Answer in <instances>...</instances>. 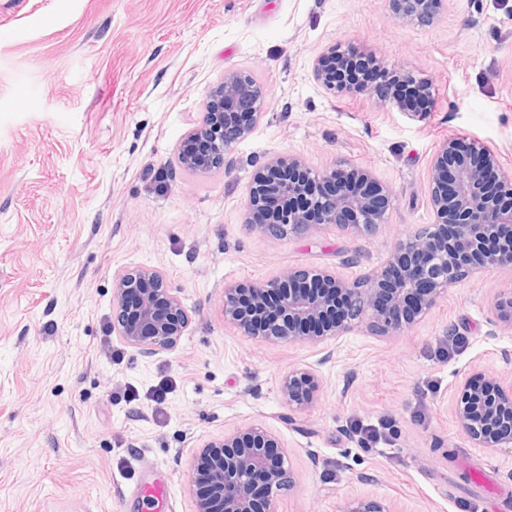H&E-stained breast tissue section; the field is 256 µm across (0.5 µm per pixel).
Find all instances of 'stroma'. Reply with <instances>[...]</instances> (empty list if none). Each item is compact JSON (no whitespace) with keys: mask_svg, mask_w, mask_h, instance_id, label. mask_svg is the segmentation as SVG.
Listing matches in <instances>:
<instances>
[{"mask_svg":"<svg viewBox=\"0 0 512 512\" xmlns=\"http://www.w3.org/2000/svg\"><path fill=\"white\" fill-rule=\"evenodd\" d=\"M332 46L423 79L433 109L325 90L313 64ZM232 70L262 87L265 115L223 169L187 171L177 149ZM450 138L512 167V0H444L426 26L389 0H0V512H194L199 447L250 423L288 452L279 512L511 502L512 450L478 447L453 413L472 370L512 381L495 314L512 269L453 284L387 336L274 344L224 323L225 283L288 267L356 280L434 223L430 166ZM275 154L369 170L392 194L385 224L247 230L252 175ZM133 266L160 269L193 317L174 350L145 354L112 330V277ZM296 366L320 381L303 411L280 393ZM153 474L168 498L150 508L133 491Z\"/></svg>","mask_w":512,"mask_h":512,"instance_id":"stroma-1","label":"stroma"}]
</instances>
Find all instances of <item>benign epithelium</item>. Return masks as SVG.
<instances>
[{"instance_id":"obj_1","label":"benign epithelium","mask_w":512,"mask_h":512,"mask_svg":"<svg viewBox=\"0 0 512 512\" xmlns=\"http://www.w3.org/2000/svg\"><path fill=\"white\" fill-rule=\"evenodd\" d=\"M390 2L399 18L428 25L442 0ZM370 62L380 82L391 83L380 103L413 111L410 90L424 81L376 55ZM355 63L350 52L332 48L316 59L314 75L333 92H378L368 80L338 79L339 70ZM265 106L251 74L225 73L202 122L183 138L179 164L194 173L224 168V153L253 132ZM428 197L435 223L396 243L378 270L348 281L328 270L288 268L263 283L228 282L224 323L242 336L274 343H324L362 324L387 333L427 316L458 280L490 267H512V168L497 151L469 139L444 141L432 160ZM390 203L389 190L365 170H316L280 154L253 175L245 224L272 236L312 233L329 224L342 232L373 233L385 223ZM393 266L399 277L388 283L386 272ZM112 288V328L128 345L146 354L169 351L188 331L192 315L165 288L160 270H121L113 275ZM272 301L273 319L252 316ZM318 390V377L307 368L288 371L281 385L283 401L293 411L311 405ZM454 413L461 432L480 447L512 444V383L472 372L458 388ZM293 483L278 431L262 424L237 427L203 443L196 456L195 512H278L279 493ZM341 512L390 510L376 500L351 499Z\"/></svg>"}]
</instances>
